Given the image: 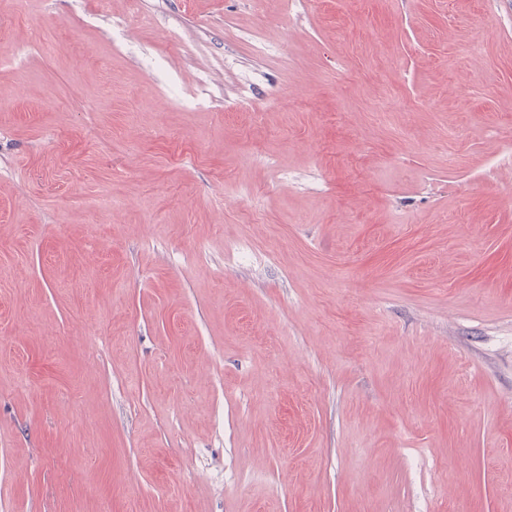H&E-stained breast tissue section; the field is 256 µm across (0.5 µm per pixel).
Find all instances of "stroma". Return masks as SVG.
Listing matches in <instances>:
<instances>
[{
	"label": "stroma",
	"instance_id": "35a3bbf8",
	"mask_svg": "<svg viewBox=\"0 0 512 512\" xmlns=\"http://www.w3.org/2000/svg\"><path fill=\"white\" fill-rule=\"evenodd\" d=\"M0 512H512V0H0Z\"/></svg>",
	"mask_w": 512,
	"mask_h": 512
}]
</instances>
